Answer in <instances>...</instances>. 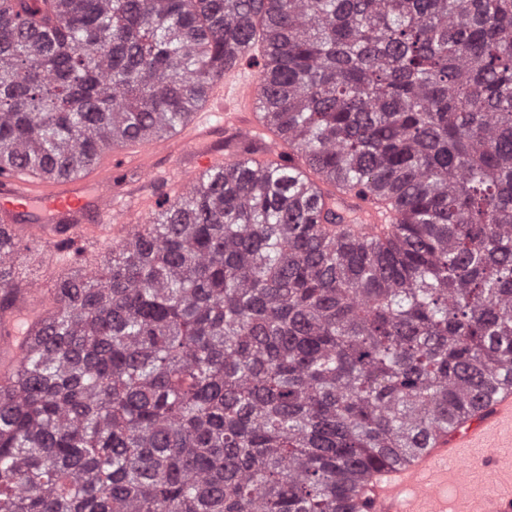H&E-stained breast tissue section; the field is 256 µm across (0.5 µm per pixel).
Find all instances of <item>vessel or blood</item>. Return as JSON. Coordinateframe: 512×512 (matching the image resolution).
Here are the masks:
<instances>
[{"label":"vessel or blood","mask_w":512,"mask_h":512,"mask_svg":"<svg viewBox=\"0 0 512 512\" xmlns=\"http://www.w3.org/2000/svg\"><path fill=\"white\" fill-rule=\"evenodd\" d=\"M260 96L246 66L226 64L224 76L205 92L203 107L179 131L163 141L114 147L101 153L83 172L53 179L17 166H0V239L35 253L46 269L68 262L72 251L111 241L113 228L125 237L139 233L152 211L162 210L170 187L186 188L224 166L211 139L224 128L278 154L268 128L245 121ZM149 177L159 191L151 200L114 188L124 176ZM338 210L366 236L381 235L395 220L370 194L336 198ZM55 310L49 288L19 289L12 307L0 317V387H9L27 353L30 336L16 332V320L37 324ZM512 447V382L490 386L463 421L428 436L409 461L392 462L374 472L362 494L371 512H449L448 496L456 494V512H512V459L499 456ZM484 449L483 483H472L466 470L472 449Z\"/></svg>","instance_id":"b4317fda"}]
</instances>
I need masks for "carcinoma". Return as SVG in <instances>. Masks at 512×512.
Masks as SVG:
<instances>
[{"instance_id": "carcinoma-1", "label": "carcinoma", "mask_w": 512, "mask_h": 512, "mask_svg": "<svg viewBox=\"0 0 512 512\" xmlns=\"http://www.w3.org/2000/svg\"><path fill=\"white\" fill-rule=\"evenodd\" d=\"M30 2L0 0V164L168 136L259 45L294 165L245 146L56 283L0 389V512H365L512 376V0ZM365 191L382 237L336 211Z\"/></svg>"}]
</instances>
